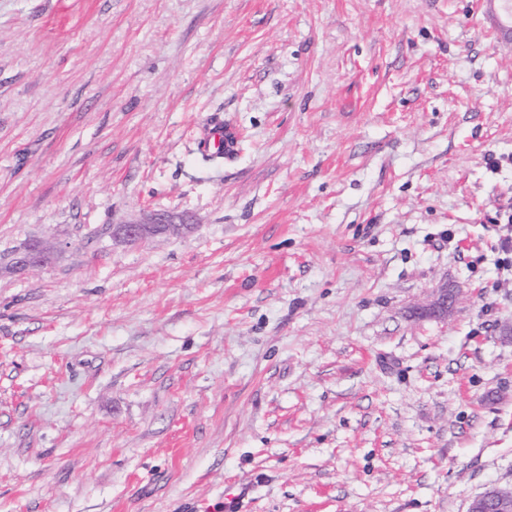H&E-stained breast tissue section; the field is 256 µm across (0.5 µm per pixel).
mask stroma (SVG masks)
Wrapping results in <instances>:
<instances>
[{
    "label": "stroma",
    "instance_id": "obj_1",
    "mask_svg": "<svg viewBox=\"0 0 512 512\" xmlns=\"http://www.w3.org/2000/svg\"><path fill=\"white\" fill-rule=\"evenodd\" d=\"M498 16L0 0V512H467L512 485ZM215 118L244 143L205 167ZM152 210L191 228L106 235ZM38 238L57 256L4 272ZM439 288L448 318H413Z\"/></svg>",
    "mask_w": 512,
    "mask_h": 512
}]
</instances>
